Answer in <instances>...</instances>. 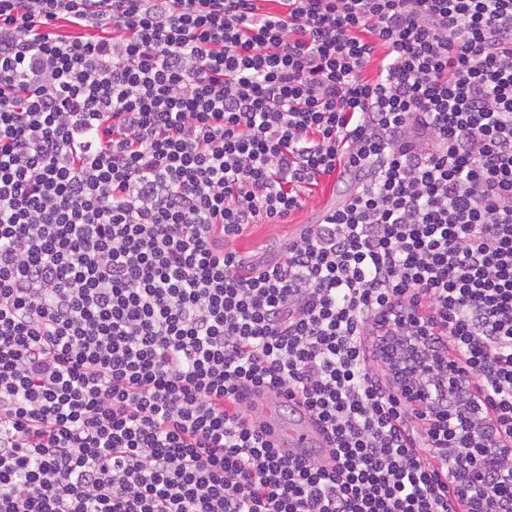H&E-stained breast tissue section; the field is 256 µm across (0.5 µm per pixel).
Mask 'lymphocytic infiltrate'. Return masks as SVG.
<instances>
[{
	"mask_svg": "<svg viewBox=\"0 0 512 512\" xmlns=\"http://www.w3.org/2000/svg\"><path fill=\"white\" fill-rule=\"evenodd\" d=\"M276 2L0 0V512H459L386 312L512 439V0ZM345 192V186L338 183L335 176L325 179L318 190L306 199L305 207L290 218L288 224H254L248 231L233 243V247L245 257H250L261 250V247L275 238L288 236L298 224L312 222L324 208L336 205ZM271 403L272 400H263L260 409L264 408L263 414L268 419L270 435L274 442L279 445L285 442L287 448L289 445L293 449L307 448L321 442V435L315 427L301 421L283 423L276 419L269 410Z\"/></svg>",
	"mask_w": 512,
	"mask_h": 512,
	"instance_id": "1",
	"label": "lymphocytic infiltrate"
}]
</instances>
